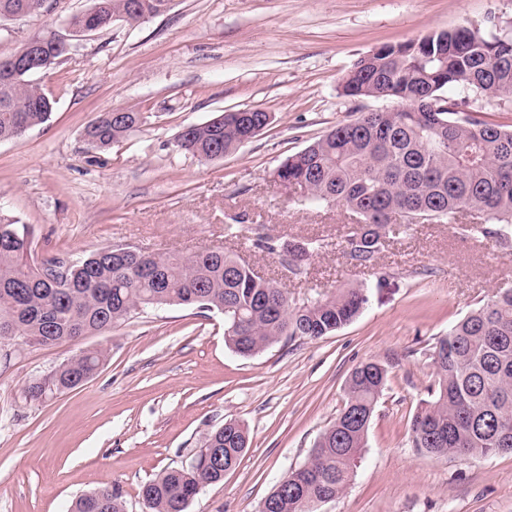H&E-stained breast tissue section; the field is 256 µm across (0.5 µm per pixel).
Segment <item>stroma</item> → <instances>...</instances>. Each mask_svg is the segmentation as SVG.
<instances>
[{"mask_svg":"<svg viewBox=\"0 0 512 512\" xmlns=\"http://www.w3.org/2000/svg\"><path fill=\"white\" fill-rule=\"evenodd\" d=\"M512 22V0H173L138 24L113 22L72 41L37 82L60 87L45 124L0 142V213L27 225L37 257L131 245L162 253L221 246L295 297L368 286L345 327L316 340L281 339L244 357L215 311L164 306L101 336L50 346L0 342V512H69L80 494L118 489L145 512L142 486L190 461L205 437L234 419L249 447L189 512H256L303 464L334 422L359 363L389 369L366 446L344 493L320 512H512V454L430 457L410 441L427 398L425 351L478 301L512 288V246L416 224L386 242L388 278L344 253L345 208L305 210L274 181L290 155L363 112L396 100L344 96L342 77L375 48L461 26L488 33ZM456 111L512 128V101L448 90ZM115 107L146 115L105 151L84 139ZM258 107L271 124L224 158L201 161L175 141L190 124ZM315 240L292 278L258 236ZM86 349L103 366L76 388L34 401L28 385Z\"/></svg>","mask_w":512,"mask_h":512,"instance_id":"35a3bbf8","label":"stroma"}]
</instances>
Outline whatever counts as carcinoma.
Instances as JSON below:
<instances>
[{"label": "carcinoma", "mask_w": 512, "mask_h": 512, "mask_svg": "<svg viewBox=\"0 0 512 512\" xmlns=\"http://www.w3.org/2000/svg\"><path fill=\"white\" fill-rule=\"evenodd\" d=\"M91 0L66 23L80 37L115 20L136 24L159 15L172 0ZM24 13L43 15L41 0H0V22ZM467 89L494 98L512 97V39L498 42L468 27L430 32L385 44L359 58L341 83L352 98H390L402 109L363 112L288 156L275 181L303 206L338 204L353 216L346 254L378 271L377 256L388 237L406 235L414 224L474 220L462 231L500 246L512 242V130L448 109L444 90ZM439 110L433 112L429 103ZM56 100L47 88L20 73L0 82V141L22 137L46 123ZM268 112H225L182 129L178 150L209 161L242 146L252 129H265ZM145 122L141 112L112 117L103 112L89 132L99 149L129 137ZM264 247L288 251V273L298 277L320 244L271 237ZM368 302L364 286L310 295L297 302L257 276L222 248L190 255L116 254L102 247L85 256L37 261L29 231L0 214V340L22 336L30 346H49L81 336L103 335L139 311L163 305L196 306L224 314V336L241 356H253L286 336L315 340L351 323ZM432 366L429 399L410 421V439L422 454L485 457L512 454V290L472 309L436 338L426 352ZM104 354L86 350L55 373L28 387L39 400L71 390L90 378ZM388 368L366 361L344 386V404L309 458L282 477L257 512H318L339 498L365 448L370 422L383 394ZM248 448L245 428L224 422L187 465L172 469L141 489L148 512H188L206 486L221 481ZM299 474L291 484L288 477ZM71 512H126L114 488L78 496Z\"/></svg>", "instance_id": "carcinoma-1"}]
</instances>
